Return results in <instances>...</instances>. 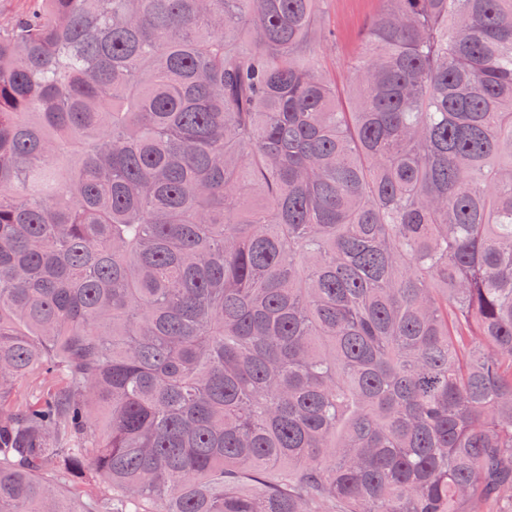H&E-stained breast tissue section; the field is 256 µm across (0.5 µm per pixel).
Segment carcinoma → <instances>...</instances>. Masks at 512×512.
Listing matches in <instances>:
<instances>
[{"label": "carcinoma", "mask_w": 512, "mask_h": 512, "mask_svg": "<svg viewBox=\"0 0 512 512\" xmlns=\"http://www.w3.org/2000/svg\"><path fill=\"white\" fill-rule=\"evenodd\" d=\"M0 21V512H512V0ZM34 389H23L29 378ZM379 8L378 0H325L319 4V20L335 32L336 41L327 50L317 45L314 52L324 58L328 72L338 82L346 75Z\"/></svg>", "instance_id": "carcinoma-1"}]
</instances>
